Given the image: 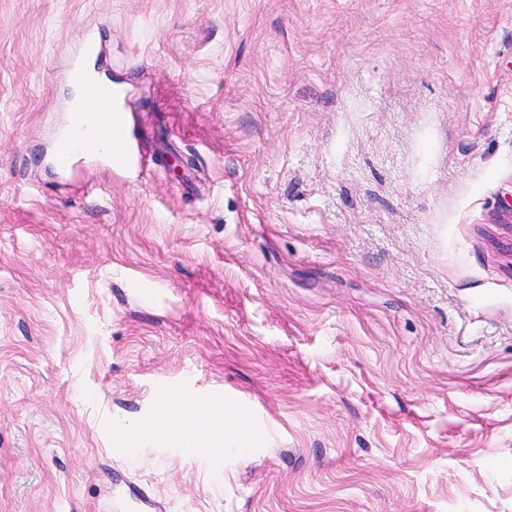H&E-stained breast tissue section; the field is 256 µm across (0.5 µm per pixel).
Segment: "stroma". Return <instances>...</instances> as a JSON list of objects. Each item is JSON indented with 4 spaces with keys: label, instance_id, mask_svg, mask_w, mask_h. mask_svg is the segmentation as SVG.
Here are the masks:
<instances>
[{
    "label": "stroma",
    "instance_id": "stroma-1",
    "mask_svg": "<svg viewBox=\"0 0 512 512\" xmlns=\"http://www.w3.org/2000/svg\"><path fill=\"white\" fill-rule=\"evenodd\" d=\"M0 512H512V0H0ZM78 67L83 72V81L73 85L72 107L77 112H83L91 127L107 128L111 123L112 107L114 106L112 105V89L106 86V90L101 93L102 97L94 101L88 100L83 92L84 83L112 85L104 82L97 71L95 48L85 53L78 62ZM180 440L186 448H193L195 452L203 453L210 458L223 459V448L206 447L201 436L194 431L182 430Z\"/></svg>",
    "mask_w": 512,
    "mask_h": 512
}]
</instances>
